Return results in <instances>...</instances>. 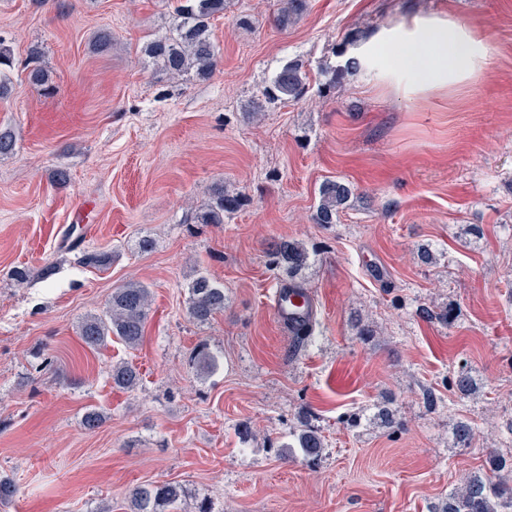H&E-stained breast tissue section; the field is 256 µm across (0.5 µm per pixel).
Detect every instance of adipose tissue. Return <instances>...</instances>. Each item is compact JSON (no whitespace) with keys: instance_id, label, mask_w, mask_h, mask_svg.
<instances>
[{"instance_id":"1","label":"adipose tissue","mask_w":512,"mask_h":512,"mask_svg":"<svg viewBox=\"0 0 512 512\" xmlns=\"http://www.w3.org/2000/svg\"><path fill=\"white\" fill-rule=\"evenodd\" d=\"M382 53L388 60L383 81L395 77L404 80L406 89L423 93L469 84L489 63L481 30L452 15L413 16L355 49L365 66L377 65Z\"/></svg>"}]
</instances>
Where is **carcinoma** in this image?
I'll return each mask as SVG.
<instances>
[{
	"label": "carcinoma",
	"mask_w": 512,
	"mask_h": 512,
	"mask_svg": "<svg viewBox=\"0 0 512 512\" xmlns=\"http://www.w3.org/2000/svg\"><path fill=\"white\" fill-rule=\"evenodd\" d=\"M226 0H179L169 31L149 40L143 53L152 58L156 66L170 77H182L193 71L199 77L212 75L218 64V48L212 36L211 21L224 14ZM307 9V0H283L277 10L276 22L283 29L293 24ZM13 66V49L0 39V99L10 95V70ZM360 67L359 60L351 56L327 71L326 88L336 87L345 76ZM28 80L37 88L51 83L50 71L36 64L29 69ZM309 88V76L303 63L289 60L283 63L263 88L261 95L269 104L298 102ZM352 196L349 184L339 180H326L319 187V196L312 220L316 224H334L336 216ZM243 197L224 190L217 184L210 190L208 203L196 215L203 224H222L242 205ZM271 264L278 268L291 284L302 277L310 265L311 254L307 247L295 240H275L267 247ZM80 263L86 267L106 268L112 263V253L101 250H83ZM57 266L46 262L33 273L26 267L11 271V279L19 286L37 277L48 281L56 275ZM189 318L206 323L224 312V286L206 274L195 277L188 285ZM151 310V291L140 281H129L112 292L106 309L86 316L79 324V336L91 349H99L116 338L130 349L137 348L144 337L145 326ZM114 387L134 390L141 381L135 365L121 362L112 366ZM452 387L459 397L470 396L474 381L467 368H459L452 377ZM294 443L285 448H297L303 457L317 460L324 448V437L311 426L293 432ZM496 476L473 475L463 488L448 494L442 512H512V468L507 460H492ZM183 494L178 484L138 485L128 492L131 512H158L163 506L175 504Z\"/></svg>",
	"instance_id": "cac0c4a2"
}]
</instances>
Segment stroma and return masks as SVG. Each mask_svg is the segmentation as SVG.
I'll return each mask as SVG.
<instances>
[{"label": "stroma", "instance_id": "stroma-1", "mask_svg": "<svg viewBox=\"0 0 512 512\" xmlns=\"http://www.w3.org/2000/svg\"><path fill=\"white\" fill-rule=\"evenodd\" d=\"M176 5L0 0L14 51L0 129L16 139L0 157V474L19 487L0 512H130L129 487L166 482L185 491L170 512H432L512 457V0H307L285 30L277 0H227L205 80L168 79L141 53ZM427 13L485 34L489 66L464 93L397 91L363 67L327 96L313 87L250 116L284 62L318 75L343 63L349 35ZM103 30L112 47L92 52ZM35 47L53 92L27 80ZM59 168L67 186L51 180ZM328 178L354 191L322 226L311 214ZM219 182L243 207L196 223ZM281 237L314 254L301 284L316 321L299 347L272 313L283 280L265 249ZM88 248L111 251V266L80 264ZM48 261L50 280L10 277ZM200 273L224 286L205 324L187 314ZM131 280L153 296L142 344L87 348L79 323ZM451 305L447 326L437 315ZM202 350L218 358L204 376ZM122 361L142 373L136 390L111 383ZM462 365L477 386L464 400L448 386ZM90 407L105 415L93 433ZM460 420L470 443L452 439ZM305 423L326 438L315 461L281 449Z\"/></svg>", "mask_w": 512, "mask_h": 512}]
</instances>
